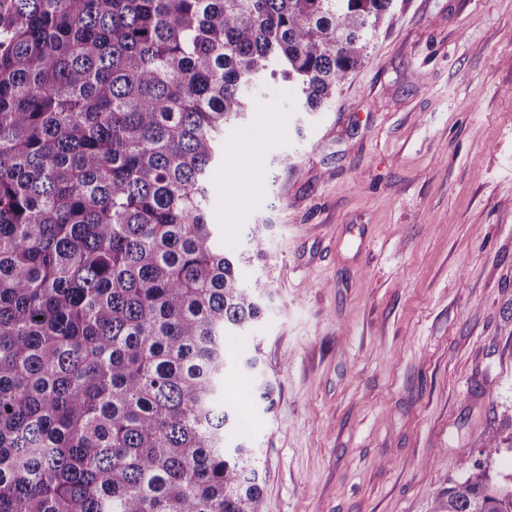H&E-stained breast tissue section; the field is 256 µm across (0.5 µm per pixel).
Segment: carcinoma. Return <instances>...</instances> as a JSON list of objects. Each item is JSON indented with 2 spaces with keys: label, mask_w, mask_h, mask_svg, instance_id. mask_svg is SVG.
Listing matches in <instances>:
<instances>
[{
  "label": "carcinoma",
  "mask_w": 512,
  "mask_h": 512,
  "mask_svg": "<svg viewBox=\"0 0 512 512\" xmlns=\"http://www.w3.org/2000/svg\"><path fill=\"white\" fill-rule=\"evenodd\" d=\"M391 0H0V512H260L224 377L274 406L256 224L221 246L210 170L266 78L318 112ZM474 471L436 512H512Z\"/></svg>",
  "instance_id": "cac0c4a2"
}]
</instances>
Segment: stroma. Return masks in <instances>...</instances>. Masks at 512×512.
Returning a JSON list of instances; mask_svg holds the SVG:
<instances>
[{"mask_svg":"<svg viewBox=\"0 0 512 512\" xmlns=\"http://www.w3.org/2000/svg\"><path fill=\"white\" fill-rule=\"evenodd\" d=\"M260 165L209 174L228 243L268 225L264 409L224 393L261 461V512H435L499 451L512 484V0H392L321 112L264 83L225 142Z\"/></svg>","mask_w":512,"mask_h":512,"instance_id":"stroma-1","label":"stroma"}]
</instances>
